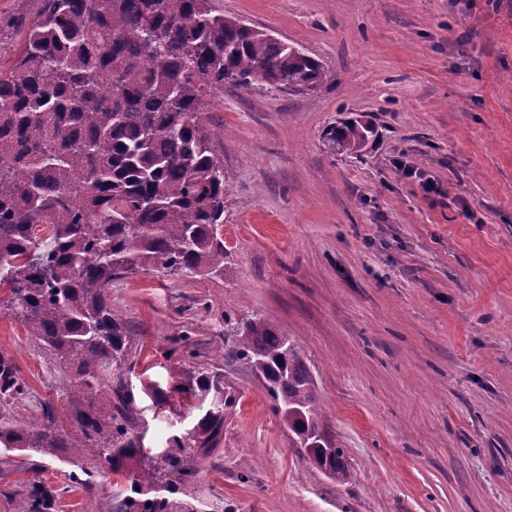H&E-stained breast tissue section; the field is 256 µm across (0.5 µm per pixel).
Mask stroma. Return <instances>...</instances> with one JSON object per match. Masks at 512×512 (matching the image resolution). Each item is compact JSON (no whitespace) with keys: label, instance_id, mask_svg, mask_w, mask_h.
Segmentation results:
<instances>
[{"label":"stroma","instance_id":"35a3bbf8","mask_svg":"<svg viewBox=\"0 0 512 512\" xmlns=\"http://www.w3.org/2000/svg\"><path fill=\"white\" fill-rule=\"evenodd\" d=\"M219 4L333 81L212 96L230 185L223 277L113 280L112 307L135 334L122 372L146 445L194 423L170 389L207 367L235 403L184 490L197 512H512V0ZM38 7L0 0V57L19 45L12 19ZM348 118L375 133L358 154L331 153L323 132ZM254 316L298 344L348 483L301 455L259 382L223 358L225 318ZM185 332L194 356H169ZM0 354L25 383L5 408L13 422L48 410L72 433L66 377L1 311ZM29 465L23 451L0 458V512L37 475L55 512H105L125 484L89 453L45 459L37 475Z\"/></svg>","mask_w":512,"mask_h":512}]
</instances>
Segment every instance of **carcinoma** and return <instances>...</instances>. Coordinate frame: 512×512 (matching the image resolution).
Returning a JSON list of instances; mask_svg holds the SVG:
<instances>
[{
  "mask_svg": "<svg viewBox=\"0 0 512 512\" xmlns=\"http://www.w3.org/2000/svg\"><path fill=\"white\" fill-rule=\"evenodd\" d=\"M21 46L0 60V307L27 327L42 356L81 403L75 434L55 418L22 428L0 412V454L57 457L63 448L107 458L128 494L107 512H193L177 498L199 478L198 460L224 436L234 398L204 367L173 391L203 411L142 453L135 396L121 368L134 331L112 308V280L158 272L224 276V150L207 96L240 90L315 93L329 79L320 61L227 17L215 0H41L15 23ZM373 133L360 119L324 133L334 154L360 152ZM224 357L257 378L273 413L311 449L319 469L349 481L332 444L309 368L262 318L224 316ZM0 355V399L22 394ZM55 495L34 479L16 512H52Z\"/></svg>",
  "mask_w": 512,
  "mask_h": 512,
  "instance_id": "obj_1",
  "label": "carcinoma"
}]
</instances>
